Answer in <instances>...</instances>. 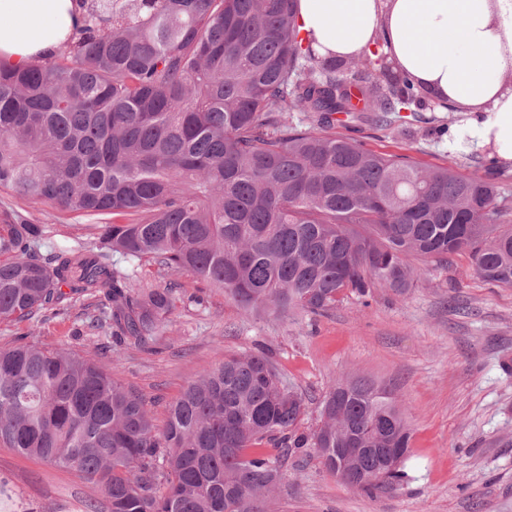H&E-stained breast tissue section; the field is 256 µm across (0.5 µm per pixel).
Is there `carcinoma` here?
<instances>
[{
  "instance_id": "1",
  "label": "carcinoma",
  "mask_w": 512,
  "mask_h": 512,
  "mask_svg": "<svg viewBox=\"0 0 512 512\" xmlns=\"http://www.w3.org/2000/svg\"><path fill=\"white\" fill-rule=\"evenodd\" d=\"M79 2L85 24L54 54L0 68V189L110 222L95 245L44 259L43 225L19 213L0 224V322L99 296L110 311L89 330L160 336L182 284L137 288L145 258L224 289L248 315L324 314L381 288L403 296L420 279L412 261L460 252L512 288V225L498 223L493 178L336 135L338 114L386 125L421 109L384 53L344 76L346 62L300 36L298 0ZM304 410L264 354L235 355L203 370L159 431L101 361L0 347V445L78 472L106 512H267L282 459L311 448L371 496L404 478L386 465L385 449L410 442L390 391L331 386L309 433Z\"/></svg>"
}]
</instances>
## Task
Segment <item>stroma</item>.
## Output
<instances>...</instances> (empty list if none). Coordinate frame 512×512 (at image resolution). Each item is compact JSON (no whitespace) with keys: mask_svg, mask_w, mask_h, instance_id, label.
<instances>
[{"mask_svg":"<svg viewBox=\"0 0 512 512\" xmlns=\"http://www.w3.org/2000/svg\"><path fill=\"white\" fill-rule=\"evenodd\" d=\"M422 103L430 121L412 134L368 124L340 125L336 133L424 165L454 161L465 175L495 174L500 201L512 206V164L500 167L475 148L449 150L462 114L429 94ZM12 210L43 225L48 249L89 243L98 233L95 218L0 190V211ZM423 270L405 296L381 290L365 304L348 297L325 316L272 309L248 316L222 289L183 274L187 297L156 340L120 342L89 331L85 318L103 303L82 297L61 315L0 322V347L35 343L103 355L160 428L199 373L231 355L265 350L302 394L306 429L316 427L331 385L362 378L388 387L399 402L412 434L405 478L371 498L329 474L312 452L284 464L274 512H512V288L484 281L464 253ZM2 485L11 497L0 500V512H83L98 498L78 472L0 447Z\"/></svg>","mask_w":512,"mask_h":512,"instance_id":"35a3bbf8","label":"stroma"}]
</instances>
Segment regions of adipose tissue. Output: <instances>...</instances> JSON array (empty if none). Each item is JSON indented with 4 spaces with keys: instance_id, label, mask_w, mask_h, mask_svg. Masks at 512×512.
Wrapping results in <instances>:
<instances>
[{
    "instance_id": "1",
    "label": "adipose tissue",
    "mask_w": 512,
    "mask_h": 512,
    "mask_svg": "<svg viewBox=\"0 0 512 512\" xmlns=\"http://www.w3.org/2000/svg\"><path fill=\"white\" fill-rule=\"evenodd\" d=\"M83 23L79 0H0V65L49 56ZM297 25L326 58L381 50L416 88L462 110L449 149L512 161V0H298Z\"/></svg>"
}]
</instances>
